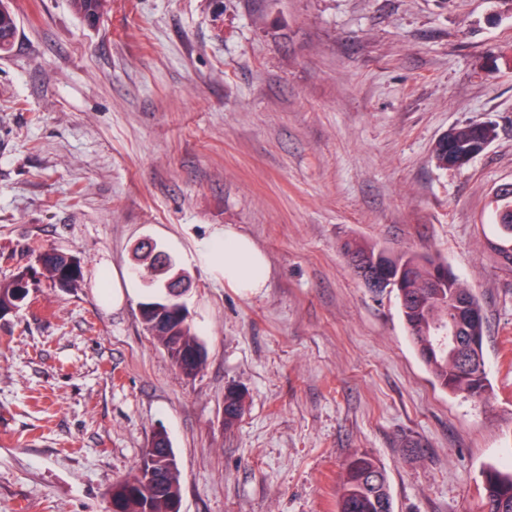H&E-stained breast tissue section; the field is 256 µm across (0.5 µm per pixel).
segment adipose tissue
<instances>
[{
    "mask_svg": "<svg viewBox=\"0 0 512 512\" xmlns=\"http://www.w3.org/2000/svg\"><path fill=\"white\" fill-rule=\"evenodd\" d=\"M204 258L223 272L225 283L241 293L253 295L266 285L265 255L248 237L232 229H225L223 236L208 244Z\"/></svg>",
    "mask_w": 512,
    "mask_h": 512,
    "instance_id": "ef3b65f1",
    "label": "adipose tissue"
}]
</instances>
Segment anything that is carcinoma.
Returning a JSON list of instances; mask_svg holds the SVG:
<instances>
[{"instance_id": "obj_1", "label": "carcinoma", "mask_w": 512, "mask_h": 512, "mask_svg": "<svg viewBox=\"0 0 512 512\" xmlns=\"http://www.w3.org/2000/svg\"><path fill=\"white\" fill-rule=\"evenodd\" d=\"M107 0H70L73 13L94 27L105 13ZM17 21L6 0H0V52L13 45ZM452 138L461 152L475 145L492 142L496 128L490 122L470 123L452 128ZM495 232L489 240L491 251L505 269L512 271V196L499 201L494 209ZM342 249L349 262H378L392 278L405 272V279L390 283L400 301L402 316L413 348L435 382L451 394H485L488 390L486 366L465 371L459 358L436 350L438 336L434 325L448 315V300L458 297L464 311L459 331L468 339H484L481 305L475 294L457 276L437 278L448 266L413 253L394 255L375 245L347 241ZM152 277L146 280L149 300L142 303L145 328L163 326L154 338L167 350L175 367L185 376L198 374L204 363L203 346L187 319L178 316L177 304L183 278L170 276L172 267L151 261ZM41 275L59 288L76 286L81 277L80 263L66 255L45 259ZM30 279L22 270L6 283L0 282V317L28 298ZM243 413L242 394L234 387L224 393V428L230 429ZM486 512H512V470L491 469L484 475ZM180 473L176 455L165 431H155L136 471L112 484V512H179ZM339 512H394L386 476L379 463L367 454L355 455L347 465Z\"/></svg>"}]
</instances>
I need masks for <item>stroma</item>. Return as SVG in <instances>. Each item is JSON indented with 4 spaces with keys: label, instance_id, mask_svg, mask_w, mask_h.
I'll list each match as a JSON object with an SVG mask.
<instances>
[{
    "label": "stroma",
    "instance_id": "stroma-1",
    "mask_svg": "<svg viewBox=\"0 0 512 512\" xmlns=\"http://www.w3.org/2000/svg\"><path fill=\"white\" fill-rule=\"evenodd\" d=\"M8 2L0 281L45 249L83 277L0 318V512H109L159 429L180 512H338L357 452L395 512H485L484 471L512 462V271L489 247L512 184V0H111L94 28L69 0ZM481 122L488 148L440 168L436 141ZM228 227L266 256L258 294L200 256ZM145 239L188 277L196 376L140 300L104 299ZM350 239L433 256L472 289L487 398L434 383ZM242 394L234 387H228L224 393V428L230 429L243 413Z\"/></svg>",
    "mask_w": 512,
    "mask_h": 512
}]
</instances>
